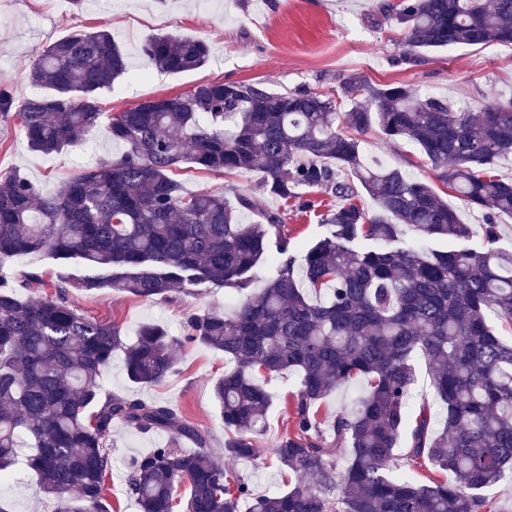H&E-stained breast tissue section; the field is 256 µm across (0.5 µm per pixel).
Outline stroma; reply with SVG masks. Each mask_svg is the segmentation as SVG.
<instances>
[{
  "mask_svg": "<svg viewBox=\"0 0 512 512\" xmlns=\"http://www.w3.org/2000/svg\"><path fill=\"white\" fill-rule=\"evenodd\" d=\"M390 0H0V86L18 89L20 96L37 95L27 74L31 63L49 43L77 29L107 27L127 55L130 70L112 93L102 98L104 114L124 111L137 102L160 96L173 97L204 81L224 80L262 83L277 92L309 88L328 91L348 78L369 83H401L423 93L447 98L455 107L481 111L493 100L512 96V45L455 46L427 53L424 61L411 63L403 57L402 33L383 10ZM174 35L208 43L207 64L197 70L169 74L154 72L143 79L148 64L142 54L151 36ZM367 163L401 169L406 175L434 184L446 196L464 223L470 224L471 244H484L482 211L469 207L449 193L419 148L385 140L378 130L362 137ZM119 145L109 141L103 129L61 155L32 152L14 121L0 120V178L12 170L24 172L44 191L94 166L97 159L120 155ZM184 191H224L227 198L249 195L252 209L241 211L244 223L256 222L263 210L278 208L275 198L259 189L261 175L239 171L216 175L192 168L175 173ZM331 206L333 198L302 191L288 206V234L298 248H305L324 233L315 212L305 202ZM10 283L26 275L41 276L44 295H53L60 279L78 281L89 268L76 261H57L44 254L20 255L4 267ZM75 302L85 315L119 325L127 338H134L141 325L158 323L171 334L183 335L191 315L232 307L240 296L220 286L170 292L168 298L145 300L102 289L93 293L74 291ZM178 371L154 386H137L125 378L120 360L102 380L103 394L135 397L178 408L210 435L209 448L224 455V422L213 398L212 386L224 373V357L205 346L190 343L178 355ZM294 375L275 374L265 381L274 396L266 429L258 439L257 456L232 462L231 467L260 494L286 488L288 473L272 458L270 450L279 435L290 427L284 398L294 388ZM112 474L107 479L112 512H137L126 491L124 461L149 451L162 442L159 433H142L122 423L112 425ZM0 507L5 512H54L46 498L17 465L4 490Z\"/></svg>",
  "mask_w": 512,
  "mask_h": 512,
  "instance_id": "35a3bbf8",
  "label": "stroma"
}]
</instances>
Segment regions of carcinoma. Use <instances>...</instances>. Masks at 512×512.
<instances>
[{
  "label": "carcinoma",
  "mask_w": 512,
  "mask_h": 512,
  "mask_svg": "<svg viewBox=\"0 0 512 512\" xmlns=\"http://www.w3.org/2000/svg\"><path fill=\"white\" fill-rule=\"evenodd\" d=\"M405 34L404 59L457 45H512V0H399L385 7ZM142 52L156 69H199L209 46L153 36ZM128 74L126 55L101 28L46 46L28 81L46 93L24 99L0 87V118L19 120L31 151L60 154L101 125V95ZM417 145L458 198L485 211L486 246L435 187L397 168L367 163L360 135ZM106 134L120 157L101 161L52 193L15 171L0 184V266L45 253L106 270L62 279L41 296L36 275L0 277V479L19 450L56 512H111L112 421L167 440L127 462V493L139 512H488L481 491L512 480V342L487 321L494 310L512 331V252L495 247L497 214L512 216V180L493 172L512 155V97L482 112L403 85L350 79L336 92H275L261 84L211 81L176 97L146 100L111 115ZM198 170L262 175L263 190L286 202L297 189L337 200L320 215L325 233L301 256L285 233L286 213L242 224L222 192L186 193L171 177ZM376 204L358 203L359 190ZM418 238L403 237L402 226ZM262 262L272 273L255 284ZM220 284L246 297L229 311L193 314L187 334L158 324L129 341L89 317L71 289L109 288L145 300ZM199 343L224 354L213 396L224 421V457H255L272 394L260 379L297 377L292 430L276 461L296 476L290 489L256 495L211 455L208 432L173 406L101 396L115 355L127 380L155 385L177 354ZM433 369L434 400L413 401V360ZM364 382L356 408L322 428L319 412L338 389ZM190 441L195 448L182 447ZM435 474L414 481L389 469L396 449Z\"/></svg>",
  "instance_id": "obj_1"
}]
</instances>
